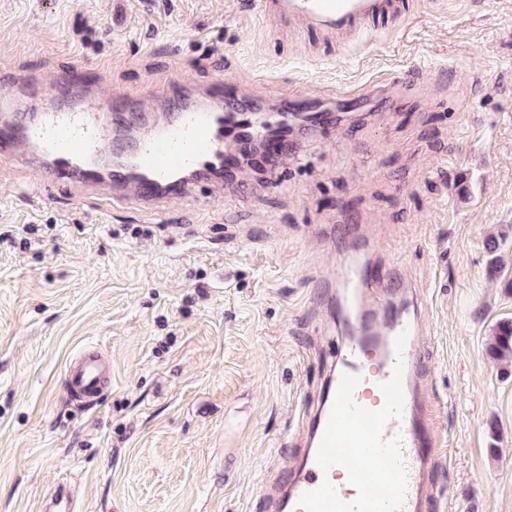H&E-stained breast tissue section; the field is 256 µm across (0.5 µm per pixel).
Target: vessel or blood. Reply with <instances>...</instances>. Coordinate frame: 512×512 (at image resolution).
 Masks as SVG:
<instances>
[{
    "label": "vessel or blood",
    "instance_id": "vessel-or-blood-1",
    "mask_svg": "<svg viewBox=\"0 0 512 512\" xmlns=\"http://www.w3.org/2000/svg\"><path fill=\"white\" fill-rule=\"evenodd\" d=\"M258 6L267 18L333 36L340 48L365 30L394 26L410 10L407 0H259ZM60 79L78 91V99L47 100L29 118L0 126L1 156L28 147L48 179L59 183L105 184L153 205L208 179L211 167L231 165L226 138L250 132L243 117L249 101L214 108L230 92L221 77L209 99L174 100L161 127L145 121L135 100L97 95L102 73L75 65ZM118 122L137 131L132 166L104 177L98 166ZM339 231L348 254L319 285L330 301L322 331L330 376L319 407L305 420L306 458L276 482L269 509L426 512V474L440 441L414 394L423 364V307L410 281L370 261L356 225H340ZM111 379L112 362L97 348H82L66 364L64 385L77 404L95 405Z\"/></svg>",
    "mask_w": 512,
    "mask_h": 512
}]
</instances>
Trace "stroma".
<instances>
[{
  "mask_svg": "<svg viewBox=\"0 0 512 512\" xmlns=\"http://www.w3.org/2000/svg\"><path fill=\"white\" fill-rule=\"evenodd\" d=\"M165 117L177 79L232 77L266 111L297 91L341 112L274 183L252 167L145 208L0 158V512H267L302 454L329 367L317 283L344 257L334 218L426 306L419 393L443 443L431 512H512V0H444L339 49L254 0H0V74L74 63ZM393 83L342 113L336 92ZM499 242L486 250L488 238ZM112 360L98 405L70 402L68 359ZM488 353L494 360L512 362V322L499 326L489 343Z\"/></svg>",
  "mask_w": 512,
  "mask_h": 512,
  "instance_id": "stroma-1",
  "label": "stroma"
}]
</instances>
